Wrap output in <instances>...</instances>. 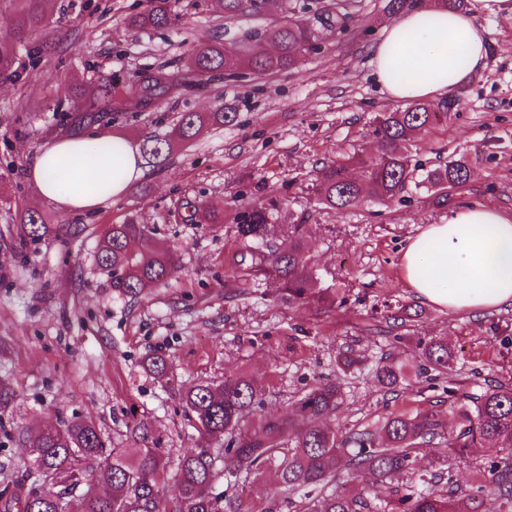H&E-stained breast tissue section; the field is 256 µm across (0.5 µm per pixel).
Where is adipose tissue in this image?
Instances as JSON below:
<instances>
[{"label":"adipose tissue","mask_w":512,"mask_h":512,"mask_svg":"<svg viewBox=\"0 0 512 512\" xmlns=\"http://www.w3.org/2000/svg\"><path fill=\"white\" fill-rule=\"evenodd\" d=\"M512 13V0H468L467 8L420 5L403 13L372 50V75L390 100L417 102L452 93L482 71L487 31L480 19ZM109 133L60 138L27 168L40 200L70 213H90L125 196L144 172L130 142L99 150ZM111 178L109 194L99 184ZM408 288L451 311L480 312L512 303V211L468 204L428 225L402 256Z\"/></svg>","instance_id":"obj_1"}]
</instances>
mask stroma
Wrapping results in <instances>:
<instances>
[{
  "label": "stroma",
  "instance_id": "stroma-1",
  "mask_svg": "<svg viewBox=\"0 0 512 512\" xmlns=\"http://www.w3.org/2000/svg\"><path fill=\"white\" fill-rule=\"evenodd\" d=\"M388 0H361L347 31L336 28L331 0H313L303 19L318 35L317 50L268 75L247 74L206 85L187 79L142 112H115L81 121L84 129L141 139L171 134L186 112L233 108L236 119L203 129L145 175L121 200L88 215L39 201L27 177L31 158L57 137L59 109L77 92L111 76L131 89L141 73L184 72L191 49L210 40H245L272 50L265 32L280 19L278 0L259 14L224 20L210 0H176L174 23L130 28L148 0H48L46 30L19 39L0 0V40L15 43L28 82L0 83V385L14 398L0 408V487L22 494L37 487L28 470L29 437L42 422L93 421L109 448L132 445L129 427L148 425L158 447L178 458L195 447L181 401L184 389L221 383L247 371L267 392L264 412L285 415L308 385L336 374V355L352 349L365 362L346 381L332 423L339 434L374 429L390 413L425 409L456 430L447 394L414 375L397 394L372 370L381 358H411L417 341L447 338L457 360L451 379L467 394L512 383V305L478 313L451 312L407 287L401 255L410 238L440 223L449 209L478 203L512 210V15L485 18V68L459 88L461 106L447 126L416 136L419 172L460 159L469 180L435 207L427 189L407 184L391 204L367 201L338 212L319 205L315 168L373 146L377 113L395 111L373 80L370 53L395 17ZM53 48L37 59L43 39ZM272 207L275 223L306 220L308 254L321 287L341 288L335 311L273 300L269 282L239 286L229 272L240 245L228 224H212L206 209L239 203ZM24 210L42 213L59 232L20 246ZM152 228L170 246L179 274L131 298L112 287L97 262L99 238L115 224ZM414 312L404 327L389 315L397 304ZM405 342H393L395 334ZM169 361L158 377L144 359Z\"/></svg>",
  "mask_w": 512,
  "mask_h": 512
}]
</instances>
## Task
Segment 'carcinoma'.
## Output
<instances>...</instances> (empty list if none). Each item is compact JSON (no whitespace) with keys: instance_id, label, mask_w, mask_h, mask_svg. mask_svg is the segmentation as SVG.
Masks as SVG:
<instances>
[{"instance_id":"1","label":"carcinoma","mask_w":512,"mask_h":512,"mask_svg":"<svg viewBox=\"0 0 512 512\" xmlns=\"http://www.w3.org/2000/svg\"><path fill=\"white\" fill-rule=\"evenodd\" d=\"M150 8L133 17L138 28L163 27L174 14L171 0H150ZM224 19L232 20L250 10L263 11L266 0H214ZM44 0H20L12 22L20 37L48 26ZM336 25L346 26L358 14L359 0H333ZM266 36L277 45L273 56L254 54L244 42L203 44L193 50L190 68L209 83L237 76L241 71L264 73L293 67L316 40L304 20L291 17ZM25 72L12 43L0 42V80L13 81ZM170 76L160 71L138 79L137 90L151 100L167 88ZM77 102L95 112L119 110L112 88L97 89L92 97ZM461 98L451 95L436 105L417 104L403 111L384 112L373 121L372 135L379 150L355 153L323 165L314 183L320 204L337 211L359 206L367 199L394 201L413 178L414 138L422 130L448 123L457 114ZM236 113L222 109L207 114H184L174 136L150 135L139 143L143 157L166 160L176 142L196 138L206 125H224ZM468 165L451 160L425 173L419 184L432 192L436 206L448 205V188L466 182ZM270 210L262 205L242 204L232 219L237 240L244 244L235 262L233 277L245 284L263 278L276 285L274 299L317 310L342 306L346 298L338 288L319 287L306 253L307 225L272 223ZM55 230L36 211L19 217V244L40 241ZM99 265L111 272L112 288L119 294L138 297L148 288L171 278L179 266L173 252L142 224H114L97 244ZM456 356L445 339L424 343L413 363L391 361L373 369L382 388L396 390L408 382L409 370L417 367L432 373V380L448 377ZM363 363L352 350L336 356L338 374L316 383L294 403L286 417L260 414L263 390L248 374L224 377L220 384L202 382L182 395L197 433L196 448L172 461L164 449L154 445L149 429H133L135 447L107 448L95 426L80 418L56 425L42 424L28 449L32 473L44 476L49 470L60 490L10 501L9 489L0 491L4 508L18 505L19 512H232L239 509V482L263 479L264 469L274 471L282 494L293 512H484L488 493L485 477L491 476L499 501L498 512H512V384L500 383L482 394H462L444 389L452 398L458 433L443 436V428L429 411L415 415L392 413L373 431L340 436L327 426L339 410L348 373ZM440 448L438 463L464 454L470 448H485L475 466L471 488L460 492L453 479L440 484L434 475L418 479L395 497L377 506L372 503L376 486L395 477L413 474L420 450ZM344 464L350 471L369 478L357 489H329L335 475L330 463ZM104 470L110 489L97 488V472ZM225 489L213 493L217 479Z\"/></svg>"}]
</instances>
